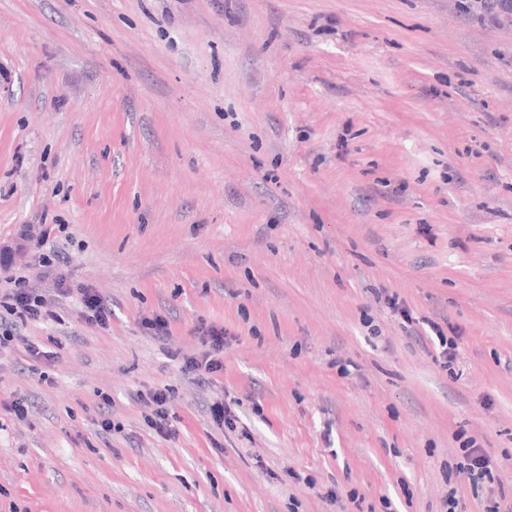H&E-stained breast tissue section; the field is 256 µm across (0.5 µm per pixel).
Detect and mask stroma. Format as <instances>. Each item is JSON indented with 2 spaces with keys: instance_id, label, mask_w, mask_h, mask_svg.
I'll list each match as a JSON object with an SVG mask.
<instances>
[{
  "instance_id": "obj_1",
  "label": "stroma",
  "mask_w": 512,
  "mask_h": 512,
  "mask_svg": "<svg viewBox=\"0 0 512 512\" xmlns=\"http://www.w3.org/2000/svg\"><path fill=\"white\" fill-rule=\"evenodd\" d=\"M472 2L0 0V274L53 312L0 353V512H485L469 438L512 502V22ZM76 291L80 295L82 318L86 322L96 324L101 328L108 327L112 313L96 288L89 285H77ZM205 347L199 354L182 358V370L185 374L197 376L201 380L214 381V377L224 371V339L227 333L224 327L207 325L200 322L194 327ZM170 390L150 389L147 391H137L133 396L134 400L143 405L146 409L144 420L148 426L155 430L157 434L165 438H171L176 435L169 421L170 417ZM474 439H467L462 444L461 460L455 469L468 475L474 487L485 479L491 481L493 460L485 448L476 446Z\"/></svg>"
}]
</instances>
